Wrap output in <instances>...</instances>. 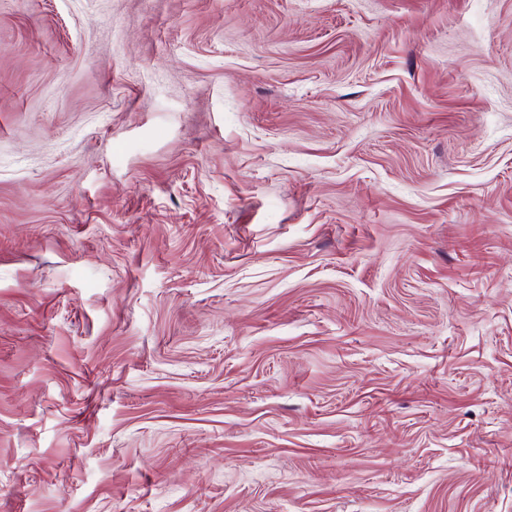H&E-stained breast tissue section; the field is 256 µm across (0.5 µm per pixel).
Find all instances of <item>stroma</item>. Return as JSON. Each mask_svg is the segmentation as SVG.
Here are the masks:
<instances>
[{"label":"stroma","mask_w":512,"mask_h":512,"mask_svg":"<svg viewBox=\"0 0 512 512\" xmlns=\"http://www.w3.org/2000/svg\"><path fill=\"white\" fill-rule=\"evenodd\" d=\"M0 512H512V0H0Z\"/></svg>","instance_id":"1"}]
</instances>
